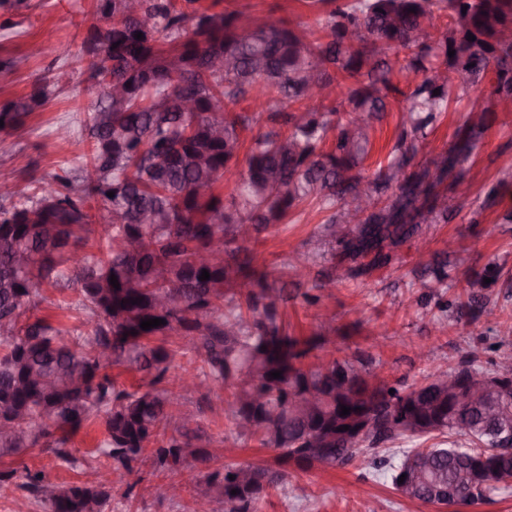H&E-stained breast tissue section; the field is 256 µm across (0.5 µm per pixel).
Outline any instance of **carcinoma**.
I'll return each instance as SVG.
<instances>
[{
	"label": "carcinoma",
	"mask_w": 512,
	"mask_h": 512,
	"mask_svg": "<svg viewBox=\"0 0 512 512\" xmlns=\"http://www.w3.org/2000/svg\"><path fill=\"white\" fill-rule=\"evenodd\" d=\"M195 2L97 0V21L82 42L95 97L84 122L89 157L35 196L0 185V198L10 199L0 203V458L39 445L69 463L71 435L102 413L99 451L120 480L147 453L170 472L207 464L212 457L197 444L198 429L161 435L173 407L198 382L233 389L225 416L236 439L279 451L275 468L224 465L215 512H255L291 470L345 464L367 443L403 436L441 442L405 451L397 461H364L386 466L393 488L409 500L441 504L463 490L483 499L509 487L467 472L471 465L512 475V455L490 453L482 412L459 413L439 388L448 371L405 390L369 380L358 357L304 365L321 339L287 334L282 295L271 294L264 274L231 244L312 199L331 211L326 237L345 255L368 259L349 270L356 278L388 261L384 241L397 245L422 224L448 220L440 187L448 179L453 189L463 183V165L494 114L512 110V0H309L312 8L333 5L322 35L312 40L283 21L265 19L254 29L253 18L242 24L235 10L199 12ZM436 17L445 22L434 24ZM470 34L475 40H467ZM64 71L63 61L29 95L0 104V129L23 127L48 87L63 86ZM411 73L421 79L406 97L390 160L375 172L374 186H365L359 166L369 130L386 111L388 94L399 91L395 79ZM346 79L355 87L341 122L325 101ZM485 79L489 102L468 109L451 147L413 164L428 131ZM247 99L254 102L249 112L225 109ZM263 118L270 127L253 140L237 198L226 205L215 184L236 166L242 133ZM331 133L335 148L327 152L322 145ZM91 200L106 211L100 234ZM204 270L207 280L199 279ZM500 273L495 266L468 280L467 301L447 305L448 312L492 315L483 302L491 287L484 278L495 283ZM72 283L87 335L72 336L40 317L20 324L44 300L43 288ZM153 318L164 323L140 328ZM181 342L202 367L179 376L174 392L166 383L173 346ZM113 366L149 382L130 391L107 373ZM274 371L281 377L271 378ZM312 392L320 398L297 413L296 403ZM343 405L350 414L340 415ZM359 414L377 422L373 431L339 440L320 435ZM411 456L426 462L414 489L399 482ZM18 477L50 512H105L112 489L102 480L59 485L37 473L0 470V484Z\"/></svg>",
	"instance_id": "cac0c4a2"
}]
</instances>
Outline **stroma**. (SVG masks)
Returning <instances> with one entry per match:
<instances>
[{
  "label": "stroma",
  "mask_w": 512,
  "mask_h": 512,
  "mask_svg": "<svg viewBox=\"0 0 512 512\" xmlns=\"http://www.w3.org/2000/svg\"><path fill=\"white\" fill-rule=\"evenodd\" d=\"M197 7L211 13L236 10L245 17L264 13L298 30L315 26L316 12L307 0H198ZM95 11L96 0H27L19 10L0 7V56L17 61L12 82L0 84V104L28 94L37 78L55 69L60 45L79 49ZM490 91V83H481L461 104L451 106L419 144L417 162L447 149L466 119V109L484 103ZM91 101L82 84H71L53 91L23 128L0 132V181L19 184L33 194L42 177L80 165L89 149L82 125ZM386 103L383 118L373 124L362 163L368 181L387 162L401 130L402 96L389 94ZM61 124L71 126L69 140L55 137L54 129ZM464 168L471 194L464 200L449 195L447 222L424 225L421 237L393 248L391 262L366 277H349L351 261L325 239L327 213L313 202L300 203L280 223L268 225L257 240L248 241L253 265L265 274L269 287L285 290L280 314L289 334L322 337V352L330 357L369 358L373 372L404 389L440 365L452 370L463 363L491 369L500 353L512 350V338L495 336L484 319L445 320L437 306L441 300L466 301L467 279L491 265L512 271V223L500 220L512 210V112L496 113ZM495 184L500 187L497 201L485 205V194ZM297 252L312 258L307 277L300 279L288 269ZM440 258L448 261V280L441 285L422 272L424 264ZM43 294L37 315L68 331L79 328L77 288H47ZM230 395V387L220 386L178 406L182 415L196 416L201 444L212 455L215 470L223 468L224 447L235 436L223 416ZM104 433L103 417L87 423L69 445L73 463H62L38 446L0 459V469L40 472L58 484L96 482L106 464L97 451ZM202 475L192 465L171 473L143 459L128 476V489L113 490L106 512H196V483ZM170 481L182 486L178 499H170L161 489ZM257 512H512V487L474 504L430 505L403 499L381 473L356 460L296 472L258 503Z\"/></svg>",
  "instance_id": "35a3bbf8"
}]
</instances>
